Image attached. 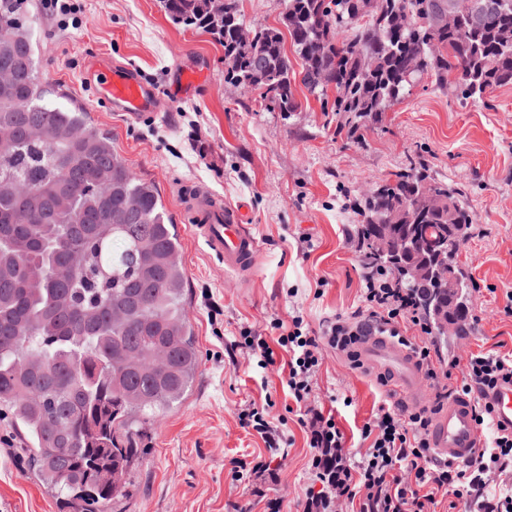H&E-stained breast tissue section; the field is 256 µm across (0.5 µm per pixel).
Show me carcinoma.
<instances>
[{"label":"carcinoma","instance_id":"cac0c4a2","mask_svg":"<svg viewBox=\"0 0 512 512\" xmlns=\"http://www.w3.org/2000/svg\"><path fill=\"white\" fill-rule=\"evenodd\" d=\"M469 0H285L277 26H259L248 45L239 0H162L170 20L202 29L224 47V79L261 92L269 110L291 118L301 110L296 83L336 113V133L359 140L427 76L451 86L460 102L512 86V0L497 20L456 27L443 21L448 3ZM30 0H0V65L13 63V83L0 88V413L24 442L30 467L66 496L75 512H109L125 493L126 475L141 455L140 437L191 387L199 355L183 319L186 276L181 245L157 188L136 178L112 142L83 112L43 102L34 66ZM411 14L398 32L395 8ZM300 61L295 69L285 47ZM319 55L307 52L312 42ZM375 59L369 71L358 58ZM268 60L266 71L252 58ZM38 204L25 224L14 221L16 188ZM109 189L104 197L99 187ZM357 236L367 270L385 269L418 301L436 332L438 318L410 276L421 249L398 261L373 249L378 224L440 237L448 271V313L468 312L469 282L459 259L471 224L462 195L418 161L377 184L355 204ZM83 249L87 262L70 266ZM125 317L112 321V309ZM158 348L168 364L151 367Z\"/></svg>","mask_w":512,"mask_h":512}]
</instances>
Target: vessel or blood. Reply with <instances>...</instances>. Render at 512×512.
Listing matches in <instances>:
<instances>
[{
    "label": "vessel or blood",
    "instance_id": "vessel-or-blood-1",
    "mask_svg": "<svg viewBox=\"0 0 512 512\" xmlns=\"http://www.w3.org/2000/svg\"><path fill=\"white\" fill-rule=\"evenodd\" d=\"M85 80L104 106L128 119L150 120L163 108L164 100L157 87L146 82L132 66L95 57L87 63ZM177 195L191 234L203 239L225 270L251 278L260 265L261 254L242 211L225 205L222 198L203 189L181 188ZM355 352L362 369L384 379L405 402L423 405L425 378L408 349L372 329L359 337ZM494 406L496 424L512 426V387L499 391ZM430 438L438 455L459 463L469 462L479 446L474 400L461 395L437 405Z\"/></svg>",
    "mask_w": 512,
    "mask_h": 512
}]
</instances>
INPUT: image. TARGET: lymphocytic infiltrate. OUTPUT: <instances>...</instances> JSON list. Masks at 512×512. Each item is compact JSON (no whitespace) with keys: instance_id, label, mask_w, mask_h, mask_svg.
Instances as JSON below:
<instances>
[{"instance_id":"f902f5d3","label":"lymphocytic infiltrate","mask_w":512,"mask_h":512,"mask_svg":"<svg viewBox=\"0 0 512 512\" xmlns=\"http://www.w3.org/2000/svg\"><path fill=\"white\" fill-rule=\"evenodd\" d=\"M362 305L348 317L323 324L311 334L302 316L270 322L275 342L244 328L233 341L234 350L255 358L260 367L275 365L276 351L288 356V395L305 427L312 450L311 466L322 484L307 498V512H436L439 498H447L448 512H512V488H504L512 475V428L494 425L489 400L498 388L512 385V354L496 350L469 354L459 395H474L476 423L487 437L476 457L459 464L436 458L429 440L430 412L407 411L380 405L373 421L361 429L368 446L361 462L350 463L347 440L336 419L312 404L315 377L323 348L355 361L354 345L364 326L373 325L410 349L425 377L432 382L451 378L452 372L435 365L432 328L413 296L398 288L392 275L382 270L365 272ZM412 324L416 335L404 334Z\"/></svg>"}]
</instances>
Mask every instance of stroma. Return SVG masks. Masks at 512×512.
<instances>
[{"instance_id": "stroma-1", "label": "stroma", "mask_w": 512, "mask_h": 512, "mask_svg": "<svg viewBox=\"0 0 512 512\" xmlns=\"http://www.w3.org/2000/svg\"><path fill=\"white\" fill-rule=\"evenodd\" d=\"M74 24L61 27L32 0L35 66L56 106L86 112L110 137L133 174L152 182L175 215L168 186H202L225 204L246 206L262 263L242 281L225 271L205 244L182 237L187 275L185 320L192 326L200 365L186 399L157 418L141 440L143 453L128 475L126 496L112 512H266L276 499L282 512H303L320 491L311 450L289 414L286 374L233 359L230 344L241 328L270 336L272 319L303 316L311 331L361 305L359 218L354 202L376 182L424 160L432 174L461 193L472 226L460 246L470 276L472 329L437 345L442 362L462 378L469 352L497 347L512 353V86L484 99L459 103L452 91L422 79L377 128L353 142L336 133V115L298 89L302 103L292 118L267 110L259 92L232 88L224 79V48L198 29L174 25L162 0H74ZM93 56L135 66L163 92L177 71L197 68L202 86L190 100L171 103L153 122H135L101 108L83 79ZM310 236V254L301 236ZM224 313L210 320L204 292ZM316 394L334 408L348 439L351 461H360L363 425L387 403L386 388L351 369L346 357L323 352ZM272 399L271 414L284 420L288 455L268 471L253 472L269 451L241 427L249 403ZM54 492L40 482L16 448L0 447V512H60Z\"/></svg>"}]
</instances>
